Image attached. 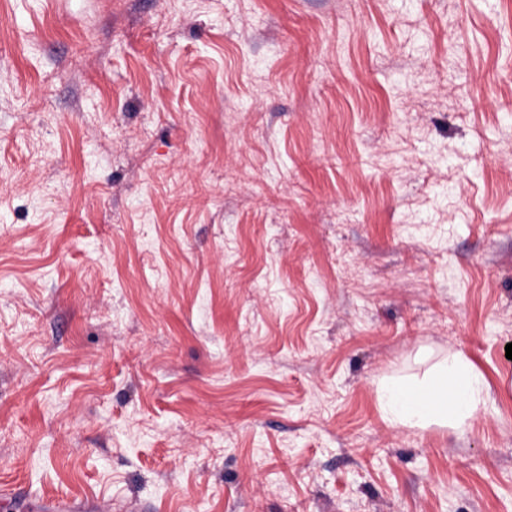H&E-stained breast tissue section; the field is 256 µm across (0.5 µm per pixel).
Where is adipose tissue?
<instances>
[{"mask_svg": "<svg viewBox=\"0 0 512 512\" xmlns=\"http://www.w3.org/2000/svg\"><path fill=\"white\" fill-rule=\"evenodd\" d=\"M484 383L463 356L445 359L422 381L400 378L379 390L390 423L409 428L463 429L481 400Z\"/></svg>", "mask_w": 512, "mask_h": 512, "instance_id": "ef3b65f1", "label": "adipose tissue"}]
</instances>
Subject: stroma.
<instances>
[{"label": "stroma", "mask_w": 512, "mask_h": 512, "mask_svg": "<svg viewBox=\"0 0 512 512\" xmlns=\"http://www.w3.org/2000/svg\"><path fill=\"white\" fill-rule=\"evenodd\" d=\"M510 343L512 0H0V512H512ZM484 383L471 363L453 355L423 381L400 378L379 389L387 420L409 428L462 430L481 400Z\"/></svg>", "instance_id": "obj_1"}]
</instances>
